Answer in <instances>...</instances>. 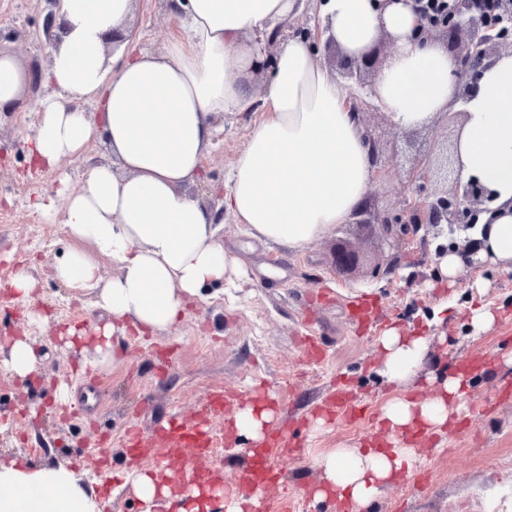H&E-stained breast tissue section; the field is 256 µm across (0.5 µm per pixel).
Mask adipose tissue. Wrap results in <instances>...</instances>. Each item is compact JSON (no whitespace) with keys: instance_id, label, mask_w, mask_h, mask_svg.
<instances>
[{"instance_id":"obj_1","label":"adipose tissue","mask_w":512,"mask_h":512,"mask_svg":"<svg viewBox=\"0 0 512 512\" xmlns=\"http://www.w3.org/2000/svg\"><path fill=\"white\" fill-rule=\"evenodd\" d=\"M138 0H57L59 40L49 47L32 161L55 167L103 141L111 155L65 194L64 222L75 242L55 277L90 296L110 321L96 336L71 327L75 345H93L96 366L116 364V341L157 336L180 324L211 284L229 282L242 258L217 240L215 219L189 190L214 145V118H242L262 105L228 174L225 211L260 241L306 248L346 223L364 201L373 167L349 90L319 60L306 37L263 54L265 34L298 15L302 0H172L180 22L164 47L147 50L131 36ZM319 37L349 59L381 38L392 52L369 94L400 127L424 125L452 109L464 113L456 144L463 178L493 193L464 251H440V281L490 262L512 266V52L479 70L462 90L457 62L437 40H420L414 0H320ZM30 73L0 53V110L27 105ZM117 272L102 276L103 260ZM379 373L406 383L429 354L425 336L386 330L378 339ZM465 371L442 378L433 396L394 399L381 419L378 447L336 448L320 456L314 498L342 512H371L382 490L410 471L414 448L399 436L419 427L439 432L467 413ZM128 481L145 512H249L257 496L221 487H179L175 476L133 471ZM0 512H101L92 486L64 466L0 465Z\"/></svg>"}]
</instances>
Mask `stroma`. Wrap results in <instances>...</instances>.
<instances>
[{
  "instance_id": "1",
  "label": "stroma",
  "mask_w": 512,
  "mask_h": 512,
  "mask_svg": "<svg viewBox=\"0 0 512 512\" xmlns=\"http://www.w3.org/2000/svg\"><path fill=\"white\" fill-rule=\"evenodd\" d=\"M50 9L49 0H0V25L20 33L7 48L24 65L49 64L36 39ZM132 25L150 49L161 48L179 29L166 0H140ZM351 94L364 101L362 126L387 161L386 175L372 180L366 196L372 213L398 214L415 200L444 195L443 183L416 179L413 162L453 151L462 113L404 130L379 112L367 87L354 86ZM37 120L32 108L0 115V345L23 331L42 356L39 373L27 379L0 369L1 460L66 466L95 487L103 512H143L124 482L131 468L150 470L154 463L131 461L128 430L148 436L174 416L195 421L203 402L220 391L224 412L211 415L209 424L223 437L229 414L261 395L274 405L271 429L292 448L264 493L271 512H322L313 501L318 457L332 448L370 445L389 400L433 392L422 375L396 389L378 374V338L395 326L431 337L427 370L438 373L473 357L481 363L472 373L467 416L442 434L404 433L419 463L383 489L374 512H512V365L503 359L512 350V271L485 265L442 284L434 258L448 239L432 232L400 242L376 224H339L294 253L250 241L227 214L217 238L227 249L244 250L242 286L206 289L181 324L150 339L126 336L120 363L88 368L85 352L67 347L61 335L71 326L94 333L106 318L54 275L57 260L73 245L62 215L39 224L31 217L39 193L55 194L63 183L78 188L87 166L108 151L95 142L55 169L32 166L26 138ZM215 124V145L191 187L206 204L219 203L251 129L247 119L219 117ZM341 248L357 255L344 271L335 266ZM22 268L37 282L30 302L3 288ZM478 308L496 317L479 334L471 325ZM32 312L40 321L29 322ZM62 383L74 390L64 405L56 402ZM341 383L351 403L366 405L364 418L332 419L312 429L313 417L335 410Z\"/></svg>"
}]
</instances>
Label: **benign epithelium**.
<instances>
[{"mask_svg":"<svg viewBox=\"0 0 512 512\" xmlns=\"http://www.w3.org/2000/svg\"><path fill=\"white\" fill-rule=\"evenodd\" d=\"M421 37L436 39L446 38L447 44L453 49V56L464 71L478 72L483 64L498 57L502 52L512 49V43L486 33V23L482 15L460 11L438 21L422 19ZM346 74L358 81L362 80V72L373 67L372 54L361 58L341 59ZM368 149L376 163L375 176L381 177L386 172L385 162L380 155V145L370 135H365ZM491 201L490 192L479 183L461 184L456 177L451 191L426 206L418 201L409 206L401 214L386 217H374L368 207L363 206L353 214L357 224H381L386 231L399 239L415 235L423 226L439 227L446 222L451 230H467L475 226V216L479 207Z\"/></svg>","mask_w":512,"mask_h":512,"instance_id":"obj_1","label":"benign epithelium"}]
</instances>
